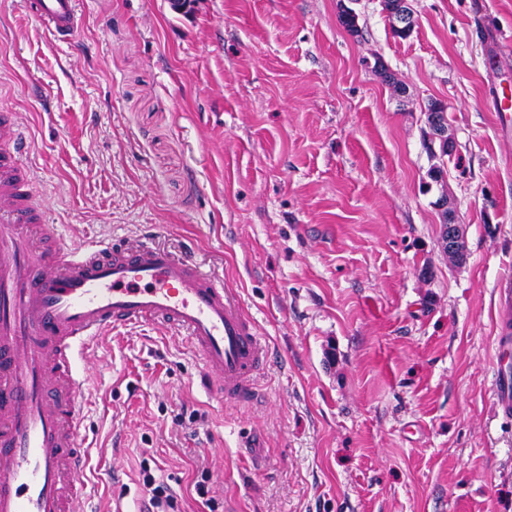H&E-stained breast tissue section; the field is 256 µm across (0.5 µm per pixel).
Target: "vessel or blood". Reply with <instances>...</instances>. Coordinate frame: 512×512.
Masks as SVG:
<instances>
[{
  "instance_id": "1",
  "label": "vessel or blood",
  "mask_w": 512,
  "mask_h": 512,
  "mask_svg": "<svg viewBox=\"0 0 512 512\" xmlns=\"http://www.w3.org/2000/svg\"><path fill=\"white\" fill-rule=\"evenodd\" d=\"M77 0H23L55 42ZM26 136L0 114V512H85L86 380L77 364L106 332H185L206 395L248 401L270 351L223 279L152 238L70 245L30 198Z\"/></svg>"
}]
</instances>
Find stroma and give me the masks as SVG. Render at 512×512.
<instances>
[{
    "mask_svg": "<svg viewBox=\"0 0 512 512\" xmlns=\"http://www.w3.org/2000/svg\"><path fill=\"white\" fill-rule=\"evenodd\" d=\"M0 0V111L66 241L151 236L223 277L269 342L251 402L207 397L187 336L101 337L82 434L91 512L141 461L181 512H512L496 287L512 270V0H78L66 45ZM382 61L394 94L373 70ZM456 142L430 155L424 110ZM443 166L433 181L429 171ZM462 258L438 244L444 214ZM117 468L112 483L106 471ZM391 1L386 9V14L390 15L393 26L405 33L413 32L416 25V19L407 0H388ZM392 26L393 34L400 39H406L410 35L398 33Z\"/></svg>",
    "mask_w": 512,
    "mask_h": 512,
    "instance_id": "stroma-1",
    "label": "stroma"
}]
</instances>
